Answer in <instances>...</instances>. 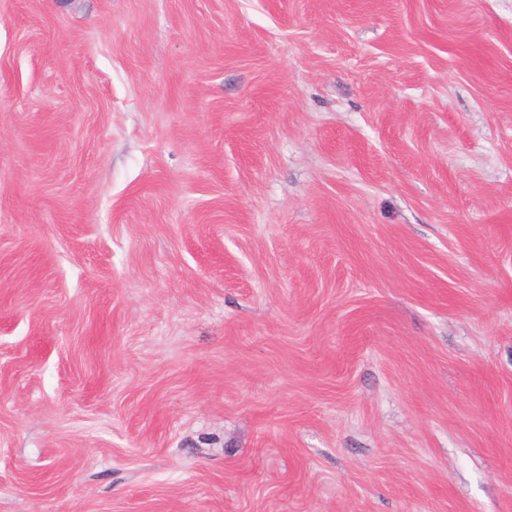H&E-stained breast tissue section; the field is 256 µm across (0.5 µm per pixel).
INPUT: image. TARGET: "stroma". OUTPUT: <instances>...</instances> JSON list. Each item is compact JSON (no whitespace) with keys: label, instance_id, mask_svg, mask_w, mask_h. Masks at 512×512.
<instances>
[{"label":"stroma","instance_id":"35a3bbf8","mask_svg":"<svg viewBox=\"0 0 512 512\" xmlns=\"http://www.w3.org/2000/svg\"><path fill=\"white\" fill-rule=\"evenodd\" d=\"M0 512H512V0H0Z\"/></svg>","mask_w":512,"mask_h":512}]
</instances>
